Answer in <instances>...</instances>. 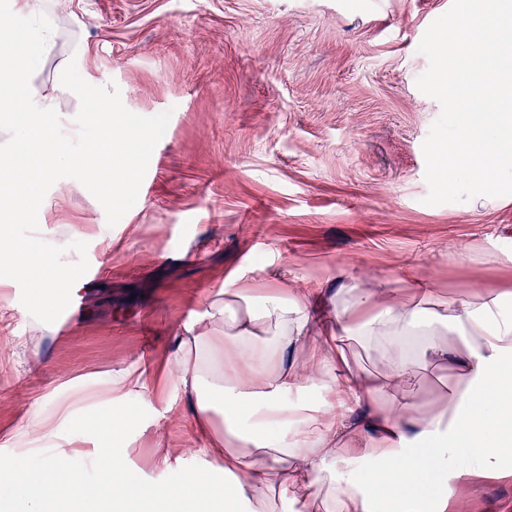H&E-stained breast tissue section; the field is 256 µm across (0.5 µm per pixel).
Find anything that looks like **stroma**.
I'll use <instances>...</instances> for the list:
<instances>
[{"label":"stroma","mask_w":512,"mask_h":512,"mask_svg":"<svg viewBox=\"0 0 512 512\" xmlns=\"http://www.w3.org/2000/svg\"><path fill=\"white\" fill-rule=\"evenodd\" d=\"M47 2L59 38L38 83L64 132L80 107L53 92L69 58L88 83L116 84L131 112L171 117L148 191L116 225L77 180L45 196L36 238L68 263L81 257L69 239L85 242L99 268L72 288L81 314L68 331L31 317L18 283L0 278V456L35 469L37 449H56L92 488L90 454L105 447L142 487L177 483L158 450L190 465L205 441L172 377L175 338L230 281L297 292L344 271L398 296L419 281L445 302L512 293V195L424 202L422 144L441 106L416 86L428 68L417 46L452 0ZM134 369L149 394L104 430L84 397ZM53 398L74 400L71 415L34 436ZM452 503L512 512V478L453 489Z\"/></svg>","instance_id":"stroma-1"}]
</instances>
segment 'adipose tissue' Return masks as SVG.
I'll use <instances>...</instances> for the list:
<instances>
[{
  "label": "adipose tissue",
  "mask_w": 512,
  "mask_h": 512,
  "mask_svg": "<svg viewBox=\"0 0 512 512\" xmlns=\"http://www.w3.org/2000/svg\"><path fill=\"white\" fill-rule=\"evenodd\" d=\"M224 297L176 337L174 378L195 398L193 416L209 447L197 468L148 490L127 477V463L99 451L98 486L113 499L175 512L216 503L224 512H270V493L311 498L321 512H448L447 482L512 477V315L507 294L488 290L460 303L428 287L409 298L358 287L353 277L288 296H253L228 283ZM375 351L379 369L354 368L351 348ZM452 365L455 380L440 404L410 400L419 367ZM318 386L316 397L301 393ZM97 412L114 426L147 393L143 373L113 375ZM206 470L228 474L223 484ZM25 512H55L58 498L83 490L80 473L52 455L38 471L0 459ZM438 493H428L431 485Z\"/></svg>",
  "instance_id": "1"
}]
</instances>
